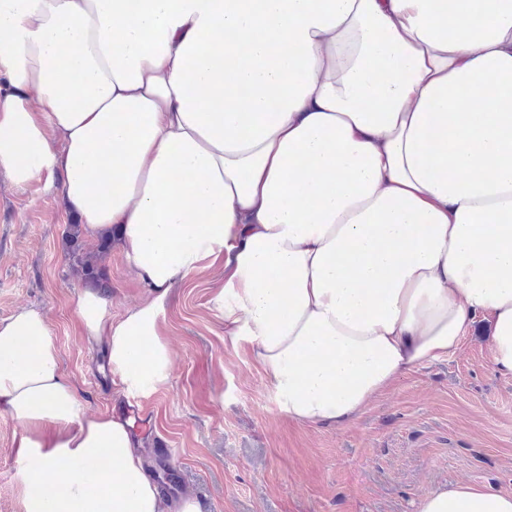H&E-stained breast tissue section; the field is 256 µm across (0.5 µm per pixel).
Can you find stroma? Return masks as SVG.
<instances>
[{"label": "stroma", "instance_id": "stroma-1", "mask_svg": "<svg viewBox=\"0 0 512 512\" xmlns=\"http://www.w3.org/2000/svg\"><path fill=\"white\" fill-rule=\"evenodd\" d=\"M58 192L21 191L0 174V320L45 309L61 369L94 413L125 400L115 379L96 381L102 348H89L72 297L85 283L70 268L68 224ZM107 298L121 317L147 291L120 248L105 260ZM215 267L173 288L163 316L175 352L168 387L142 398L138 454L171 449L185 477L168 496L202 512H415L430 489L459 481L512 494V375L493 367L491 328L477 319L459 352L407 373L358 417L302 424L279 412L245 340L224 334L207 302ZM21 427L0 413V512H25L18 477Z\"/></svg>", "mask_w": 512, "mask_h": 512}]
</instances>
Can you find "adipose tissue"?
I'll list each match as a JSON object with an SVG mask.
<instances>
[{
  "mask_svg": "<svg viewBox=\"0 0 512 512\" xmlns=\"http://www.w3.org/2000/svg\"><path fill=\"white\" fill-rule=\"evenodd\" d=\"M0 76V171L116 236L150 293L118 319L74 298L124 397L169 385L168 295L219 261L209 308L290 419L351 420L482 314L512 374V0H0ZM0 409L38 461L25 512H200L88 414L44 310L0 321ZM417 512L512 494L459 482Z\"/></svg>",
  "mask_w": 512,
  "mask_h": 512,
  "instance_id": "adipose-tissue-1",
  "label": "adipose tissue"
}]
</instances>
